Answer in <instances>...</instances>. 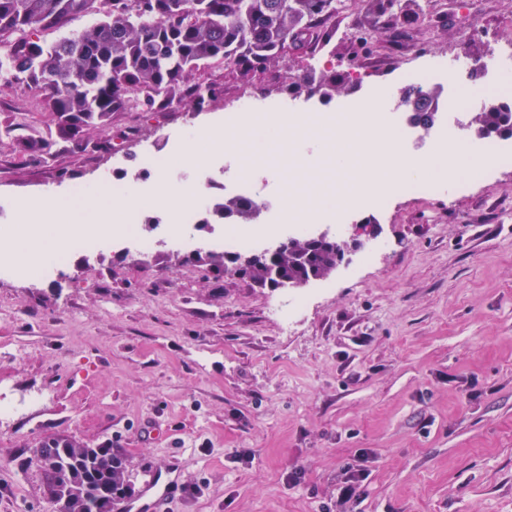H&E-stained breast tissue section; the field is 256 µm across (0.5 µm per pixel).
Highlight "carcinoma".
Here are the masks:
<instances>
[{
  "label": "carcinoma",
  "mask_w": 512,
  "mask_h": 512,
  "mask_svg": "<svg viewBox=\"0 0 512 512\" xmlns=\"http://www.w3.org/2000/svg\"><path fill=\"white\" fill-rule=\"evenodd\" d=\"M346 0H0V80L22 86L48 116L45 127L27 112L0 114V140L14 151L47 160L61 152L112 146V121L124 112L175 106L205 111L221 93L214 83L189 75L214 64L231 70L244 86L268 80L293 100L328 101L357 91L350 67H307L281 76L279 59L307 56L315 32L325 28ZM364 10L355 38L371 33L397 37L392 18L401 0H358ZM95 14L94 24L48 42L76 18ZM440 91L408 84L398 90L413 126L430 130L439 118ZM479 139L512 138V102L489 97L471 119ZM98 138L90 140V132ZM263 208L245 195L216 197L209 216L226 224H257ZM284 248L253 263L244 277L262 288L300 287L330 276L346 241L293 237ZM37 465L57 512H104L126 474L112 468V449L69 439L44 443Z\"/></svg>",
  "instance_id": "cac0c4a2"
}]
</instances>
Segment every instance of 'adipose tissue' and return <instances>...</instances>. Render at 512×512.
Listing matches in <instances>:
<instances>
[{
    "mask_svg": "<svg viewBox=\"0 0 512 512\" xmlns=\"http://www.w3.org/2000/svg\"><path fill=\"white\" fill-rule=\"evenodd\" d=\"M386 93V88H379V100L368 111L340 118L342 137L326 140L338 174L335 188L324 199L328 209H336L338 201L350 200V191L355 187L393 195L443 169L452 167L472 177L488 163L489 157L481 149L453 142L441 144L432 157L408 158L396 149L390 136L370 135L367 128L379 121L380 99ZM245 128L249 133L247 152L257 158L273 155L289 134L286 124L269 119H250ZM194 202L193 194L174 189L162 176L146 199L129 189H93L74 200L23 201L18 205V224L8 244L24 257L29 276L35 278L56 254L68 253L73 240L82 238L87 228H94L99 234L108 232L113 223L134 218L140 208L159 204L168 207L173 223L177 224Z\"/></svg>",
    "mask_w": 512,
    "mask_h": 512,
    "instance_id": "obj_1",
    "label": "adipose tissue"
}]
</instances>
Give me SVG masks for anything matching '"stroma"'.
<instances>
[{
	"instance_id": "35a3bbf8",
	"label": "stroma",
	"mask_w": 512,
	"mask_h": 512,
	"mask_svg": "<svg viewBox=\"0 0 512 512\" xmlns=\"http://www.w3.org/2000/svg\"><path fill=\"white\" fill-rule=\"evenodd\" d=\"M415 6L426 22L405 37L378 33L360 49L342 10L313 41L316 67L360 75L348 97L295 102L219 65L193 75L223 89L206 111L120 114L113 150L36 161L2 142L0 211L104 175L148 189V152L177 155L188 175L208 165L218 195L223 151L201 164L186 153L193 131L223 127L242 102L359 111L379 87L446 65L465 23L483 31L484 56L512 48V0ZM315 167L332 169L313 137L248 173L288 192ZM465 183L346 209L330 235L374 222L379 252L313 281L287 324L276 312L285 289L207 264L225 225L182 234L161 206L139 213L136 235L97 236L39 277L1 268L0 402L13 410L0 416V512H55L31 457L56 437L119 450L136 491L171 473L179 487L163 512H319L335 507L349 464L370 473L350 512H512V163Z\"/></svg>"
}]
</instances>
